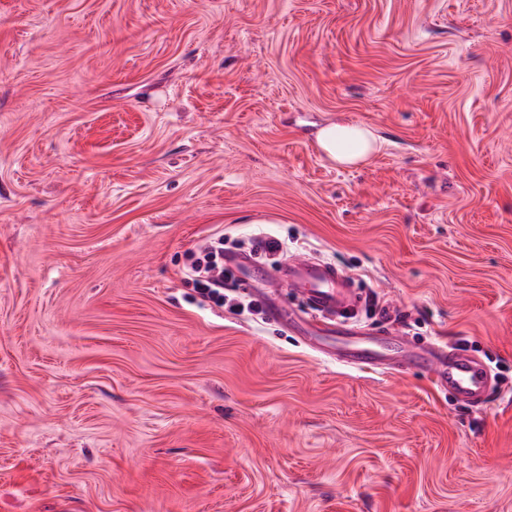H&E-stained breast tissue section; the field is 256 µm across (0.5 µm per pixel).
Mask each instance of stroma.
<instances>
[{"instance_id": "1", "label": "stroma", "mask_w": 512, "mask_h": 512, "mask_svg": "<svg viewBox=\"0 0 512 512\" xmlns=\"http://www.w3.org/2000/svg\"><path fill=\"white\" fill-rule=\"evenodd\" d=\"M269 235L494 397L184 274ZM0 512H512V0H0ZM317 143L327 158L337 165L363 162L381 146L380 138L363 125H326L319 130ZM186 274L196 282L201 297L220 307L225 306L233 314L247 312L258 315L263 312V304L259 299L242 300L226 293L227 288H231L228 284L233 278V272L229 268H224L223 237L209 241L191 252Z\"/></svg>"}]
</instances>
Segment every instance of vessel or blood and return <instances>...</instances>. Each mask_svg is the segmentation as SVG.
<instances>
[{
    "label": "vessel or blood",
    "instance_id": "obj_1",
    "mask_svg": "<svg viewBox=\"0 0 512 512\" xmlns=\"http://www.w3.org/2000/svg\"><path fill=\"white\" fill-rule=\"evenodd\" d=\"M288 285L314 310L317 334L348 366L375 371L415 362L431 375L438 389L451 393L457 402L472 407L485 404L489 375L468 351L436 344L420 348L387 330L370 336L348 328L346 322L360 307L363 295L338 266L305 255L292 256Z\"/></svg>",
    "mask_w": 512,
    "mask_h": 512
}]
</instances>
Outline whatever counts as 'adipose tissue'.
Segmentation results:
<instances>
[{
  "label": "adipose tissue",
  "mask_w": 512,
  "mask_h": 512,
  "mask_svg": "<svg viewBox=\"0 0 512 512\" xmlns=\"http://www.w3.org/2000/svg\"><path fill=\"white\" fill-rule=\"evenodd\" d=\"M317 143L327 158L339 165L363 162L381 146L380 138L363 125H326L319 130Z\"/></svg>",
  "instance_id": "1"
}]
</instances>
